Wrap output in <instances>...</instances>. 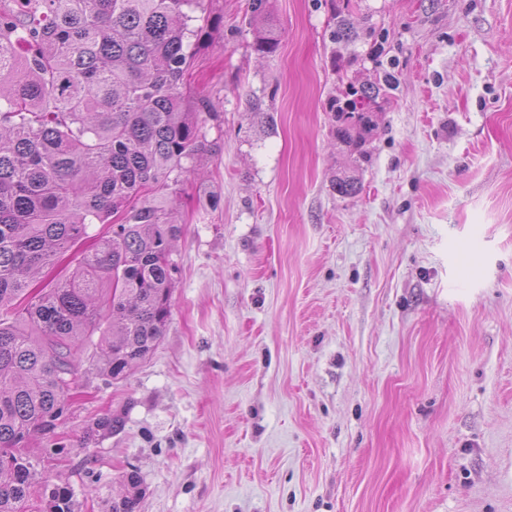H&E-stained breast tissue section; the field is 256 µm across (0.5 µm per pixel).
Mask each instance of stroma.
<instances>
[{"instance_id":"obj_1","label":"stroma","mask_w":512,"mask_h":512,"mask_svg":"<svg viewBox=\"0 0 512 512\" xmlns=\"http://www.w3.org/2000/svg\"><path fill=\"white\" fill-rule=\"evenodd\" d=\"M358 2L339 45V0H270L262 56L251 0H203L169 323L29 446L79 512L132 469L139 512H512V0ZM387 68L354 159L331 107ZM269 0H253V14L256 19L262 21V29L258 31V38L255 42V48L258 53L272 54L278 46V36L273 29L265 26L264 20L267 18ZM343 2L342 9L339 7L336 9V23H334V30L332 31V38L336 40V42L349 40L352 37V33H354L352 22L353 13L349 9L351 0ZM122 421L115 416L104 415L99 417L85 430L80 441V448H89L90 445L98 443L101 437L114 434L121 430Z\"/></svg>"}]
</instances>
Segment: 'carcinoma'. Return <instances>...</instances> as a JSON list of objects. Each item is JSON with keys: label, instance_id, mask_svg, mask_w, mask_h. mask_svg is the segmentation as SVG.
<instances>
[{"label": "carcinoma", "instance_id": "1", "mask_svg": "<svg viewBox=\"0 0 512 512\" xmlns=\"http://www.w3.org/2000/svg\"><path fill=\"white\" fill-rule=\"evenodd\" d=\"M202 0H0V512H28L45 483L20 463L33 434L66 415L89 347L107 383L120 382L159 344L170 317L180 232L170 197L205 151L202 111L185 89ZM351 0L336 9L332 38L352 37ZM262 26L256 51L272 54ZM394 74L349 83L336 99V139L359 150L374 131L372 105ZM336 177V192H360ZM108 225L76 268L36 291L59 257ZM104 415L79 447L121 430ZM111 512H137V471ZM50 512H75L55 487Z\"/></svg>", "mask_w": 512, "mask_h": 512}]
</instances>
